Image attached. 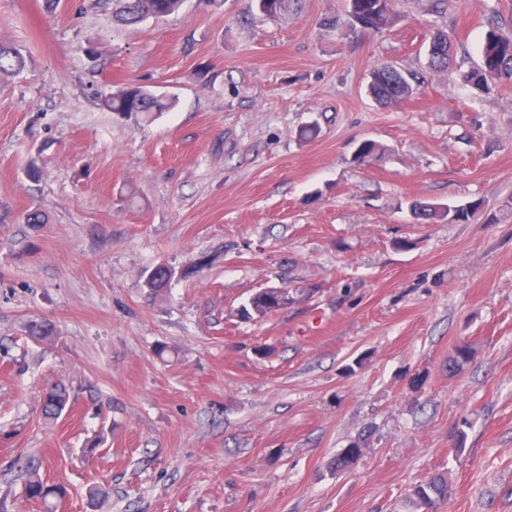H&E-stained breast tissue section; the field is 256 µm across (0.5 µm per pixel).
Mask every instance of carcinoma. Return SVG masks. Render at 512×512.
<instances>
[{
	"label": "carcinoma",
	"instance_id": "obj_1",
	"mask_svg": "<svg viewBox=\"0 0 512 512\" xmlns=\"http://www.w3.org/2000/svg\"><path fill=\"white\" fill-rule=\"evenodd\" d=\"M184 0H112V21L131 26L155 16L162 18L180 9ZM259 14L273 18L288 8V0H254ZM350 15L359 18L364 30H378L386 25L392 14L393 0H349ZM430 44L440 47V53L428 58L429 67L436 73L448 70L453 58V42L446 31H437L431 37ZM25 68V58L20 49L0 42V83L11 78ZM503 77H512V35L490 31L482 47L480 62L466 75L467 81L478 91L489 90V84ZM425 84V77L417 74L406 75L400 70L389 72V66L383 64L371 72L368 93L380 104H392L419 93ZM175 96L149 95L139 85L130 84L116 92L101 95V105L108 111L122 115L147 116L153 113L170 111L175 105ZM380 153V147L372 140H363L358 144L356 158L360 162L374 159ZM478 204L437 208L430 210L425 219L433 223H466ZM169 281L158 270H152L145 279L149 294L159 295L167 288ZM307 295V288L268 287L254 293L248 302L239 309L245 319H262L276 312L288 303L300 302ZM69 404V393L61 385L50 387L45 394L43 411L49 419L58 418ZM363 448L352 444L343 449L337 458L336 467L344 470L362 455ZM451 487L448 477L438 474L417 483L409 490L405 500L407 512H428L429 509L448 499ZM26 495L34 500L44 501L61 491L50 488L35 474L25 485Z\"/></svg>",
	"mask_w": 512,
	"mask_h": 512
}]
</instances>
